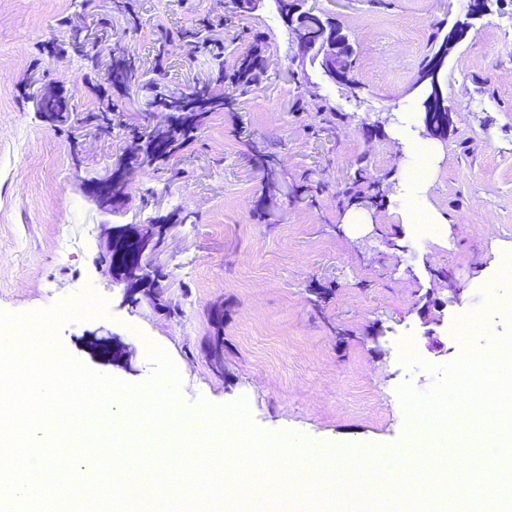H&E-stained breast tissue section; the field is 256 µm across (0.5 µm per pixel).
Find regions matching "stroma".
I'll return each instance as SVG.
<instances>
[{"mask_svg":"<svg viewBox=\"0 0 512 512\" xmlns=\"http://www.w3.org/2000/svg\"><path fill=\"white\" fill-rule=\"evenodd\" d=\"M468 4L304 0L348 35L353 93L299 58L276 0L253 12L232 0H0V312L93 290L105 314L58 329L62 348L91 370L143 384L154 346L178 371L183 408L243 400L273 435L404 450L410 422L398 390L427 391L434 377L402 362L401 340L443 366L462 353L458 312L485 316L476 351L512 333V313L496 308L512 298V276L495 274L501 251H512V0H487L471 19ZM464 18L469 28L439 71L452 122L432 137L422 79L431 25ZM77 28L139 70L138 83L112 88L111 123L85 120L110 58L88 72L72 46ZM258 38L264 72L243 93L233 75ZM202 84L221 87L232 109L210 114L168 168L128 175L124 206L100 207L90 181L165 121L164 108L146 105L151 89ZM47 93L65 97L72 118L44 119L35 99ZM331 108L338 123L322 124ZM421 142L425 187L407 179L406 147ZM352 183L376 185V205H349L342 191ZM411 196L442 218L435 235L404 222ZM151 218L170 226L152 257L160 295L130 298L105 272L104 228ZM105 336L131 350L130 364L92 348Z\"/></svg>","mask_w":512,"mask_h":512,"instance_id":"1","label":"stroma"}]
</instances>
